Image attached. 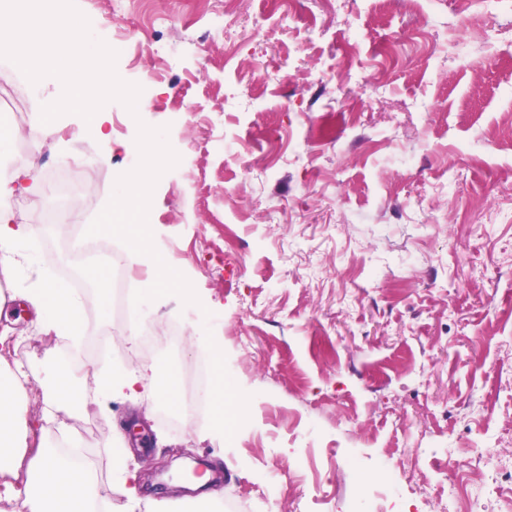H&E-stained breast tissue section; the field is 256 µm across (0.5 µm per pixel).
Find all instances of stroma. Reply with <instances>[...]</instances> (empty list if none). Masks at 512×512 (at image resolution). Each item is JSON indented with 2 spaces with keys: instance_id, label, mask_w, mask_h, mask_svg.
<instances>
[{
  "instance_id": "stroma-1",
  "label": "stroma",
  "mask_w": 512,
  "mask_h": 512,
  "mask_svg": "<svg viewBox=\"0 0 512 512\" xmlns=\"http://www.w3.org/2000/svg\"><path fill=\"white\" fill-rule=\"evenodd\" d=\"M94 39L124 23L134 41L118 76L142 92L136 112L105 105L111 142L66 114L41 133L58 90L30 83L0 59V178L29 171L9 206L31 225L24 263L0 271V330L21 337L31 376L19 399L35 438L91 465L103 505L129 506L111 473L110 443L129 448L145 488L173 502L170 466H217V512H438L453 480L448 458L512 457V0H241L236 31L224 0H168L158 17L139 0H75ZM396 44L399 59L381 49ZM268 73L256 80L253 61ZM371 106H363L365 98ZM167 127L176 167L159 179L149 212L154 245L192 283L199 305L166 296L141 308L156 332L185 340L152 347L120 322L113 257L128 249L91 238L73 258L76 226L107 204L139 159V124ZM81 175L75 224H52L50 182ZM86 281L82 337L44 333L23 299L71 268ZM221 354L216 367L248 404L230 434L203 418L171 425L150 393L103 397L99 375L157 364L177 371ZM80 371V410L43 417L55 373ZM313 447L325 479L294 471ZM339 452L327 461L326 448ZM400 474V497L378 494Z\"/></svg>"
}]
</instances>
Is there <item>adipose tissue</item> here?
<instances>
[{
    "label": "adipose tissue",
    "instance_id": "ef3b65f1",
    "mask_svg": "<svg viewBox=\"0 0 512 512\" xmlns=\"http://www.w3.org/2000/svg\"><path fill=\"white\" fill-rule=\"evenodd\" d=\"M24 174L0 181V268L10 269L15 262L16 246L30 236L27 225L16 221L7 201L23 190ZM26 301L42 314V328L70 340H78L82 300L71 288L56 281L42 282L28 289ZM29 379L23 364L0 365V502L13 503L12 512H97L98 477L85 462L57 448H24L21 431L25 426L19 393ZM147 390L162 401L176 397V381L162 368L119 372L102 382L105 396L134 397ZM81 400L79 378L75 372L60 373L45 398V418L78 408ZM25 470L23 485L12 481L18 470Z\"/></svg>",
    "mask_w": 512,
    "mask_h": 512
}]
</instances>
